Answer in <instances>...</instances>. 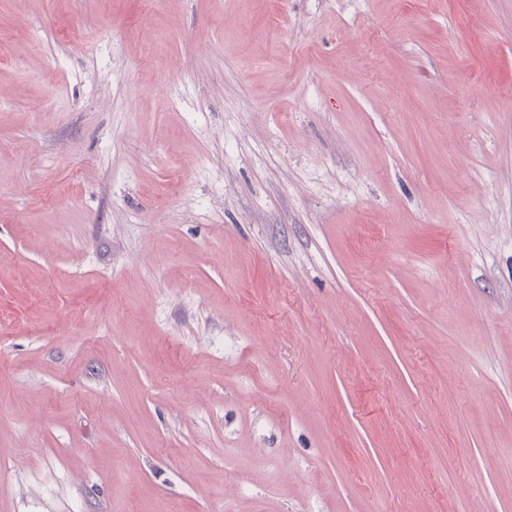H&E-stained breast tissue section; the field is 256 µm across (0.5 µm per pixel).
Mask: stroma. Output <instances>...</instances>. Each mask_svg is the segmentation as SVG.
<instances>
[{
	"instance_id": "1",
	"label": "stroma",
	"mask_w": 512,
	"mask_h": 512,
	"mask_svg": "<svg viewBox=\"0 0 512 512\" xmlns=\"http://www.w3.org/2000/svg\"><path fill=\"white\" fill-rule=\"evenodd\" d=\"M310 503L512 512V0H0V512Z\"/></svg>"
}]
</instances>
